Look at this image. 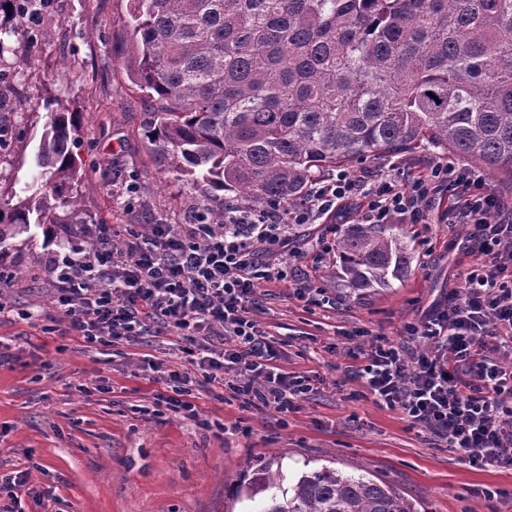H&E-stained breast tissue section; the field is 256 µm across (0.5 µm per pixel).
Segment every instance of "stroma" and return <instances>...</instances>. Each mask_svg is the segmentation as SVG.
Listing matches in <instances>:
<instances>
[{
    "mask_svg": "<svg viewBox=\"0 0 512 512\" xmlns=\"http://www.w3.org/2000/svg\"><path fill=\"white\" fill-rule=\"evenodd\" d=\"M129 8V0H53L50 37L17 33L0 55V73L16 95L15 110L0 114L9 134L0 143V207L31 180L43 131L32 108L49 100L81 113L73 152L98 185L85 194L75 223L17 233L0 264V302L12 311L0 320V342L13 355L0 366V474L25 472L26 512H258L261 500L249 498L244 472L268 463L290 480L307 462L365 467L423 512H512V470L460 461L428 432L377 406L350 374L360 347L376 335L400 341L408 322L445 300L452 275L467 263L470 227L443 223L447 202L436 204L434 223L400 225L411 263L391 287L359 297L337 277L335 259L315 269L304 258L294 263L295 281L326 288L334 308H305L292 283L262 289L253 317L276 341V366L314 384L285 414L201 384L177 337L88 346L46 331L55 313L48 253L78 244L91 222L104 219L117 230L154 219L179 224L203 204L204 183L177 180L154 152L144 98L115 57L125 45ZM435 157L472 169L484 192L512 203V180L449 153L373 156L365 165L421 171ZM107 167L116 175L110 186L100 182ZM129 180L141 192L134 209L122 192ZM173 370L196 383L197 421L145 412ZM79 384L84 392H76ZM488 489L498 497L486 498Z\"/></svg>",
    "mask_w": 512,
    "mask_h": 512,
    "instance_id": "obj_1",
    "label": "stroma"
}]
</instances>
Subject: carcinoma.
I'll return each mask as SVG.
<instances>
[{"label": "carcinoma", "instance_id": "carcinoma-1", "mask_svg": "<svg viewBox=\"0 0 512 512\" xmlns=\"http://www.w3.org/2000/svg\"><path fill=\"white\" fill-rule=\"evenodd\" d=\"M122 67L151 103L148 136L178 179L255 207L299 203L331 168L371 155L452 151L512 180V0H130ZM81 113H46L27 195L0 209L7 239L68 224L89 188L73 147ZM355 291L410 262L394 224H348L336 244ZM266 465L259 512H419L366 469Z\"/></svg>", "mask_w": 512, "mask_h": 512}]
</instances>
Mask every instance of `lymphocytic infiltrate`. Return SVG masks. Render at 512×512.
<instances>
[{
  "mask_svg": "<svg viewBox=\"0 0 512 512\" xmlns=\"http://www.w3.org/2000/svg\"><path fill=\"white\" fill-rule=\"evenodd\" d=\"M445 194L457 196L456 218L472 227L476 259L442 304L406 325L405 342L377 338L361 349L355 376L376 405L440 438L460 460L511 469L512 210L478 178L438 160L411 178L338 170L289 211L277 201L258 209L228 201L220 224L197 207L184 223H156L148 233L138 224L118 234L85 225L80 244L45 261L52 329L87 344L176 336L206 383L223 384L226 370L237 369V393L288 412L311 385L275 366L274 342L250 308L258 290L291 275L293 226L326 224L308 249L320 263L336 248L337 217L356 209L367 224H425ZM418 337L431 347L413 349Z\"/></svg>",
  "mask_w": 512,
  "mask_h": 512,
  "instance_id": "obj_1",
  "label": "lymphocytic infiltrate"
}]
</instances>
